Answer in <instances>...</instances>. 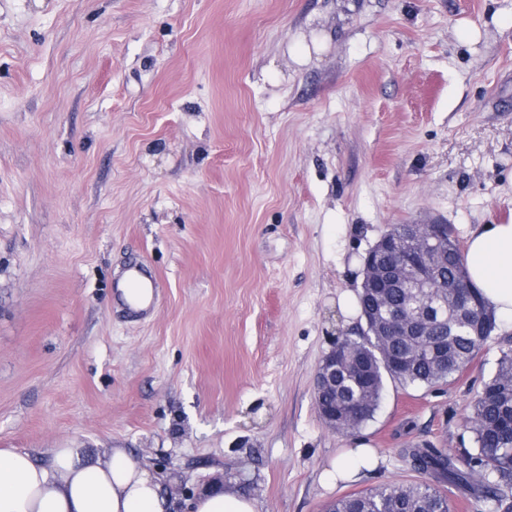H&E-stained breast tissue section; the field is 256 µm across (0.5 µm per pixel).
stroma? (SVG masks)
<instances>
[{"label": "stroma", "instance_id": "stroma-1", "mask_svg": "<svg viewBox=\"0 0 512 512\" xmlns=\"http://www.w3.org/2000/svg\"><path fill=\"white\" fill-rule=\"evenodd\" d=\"M429 221L512 222V0H0V448L129 449L175 512L422 481L404 449L474 450L512 332L348 435L313 387L368 251ZM139 259L134 313L112 280ZM360 441L378 468L326 485ZM189 512H258L256 500L231 487L215 485L201 492L190 503Z\"/></svg>", "mask_w": 512, "mask_h": 512}]
</instances>
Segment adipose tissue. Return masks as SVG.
<instances>
[{"label":"adipose tissue","instance_id":"1","mask_svg":"<svg viewBox=\"0 0 512 512\" xmlns=\"http://www.w3.org/2000/svg\"><path fill=\"white\" fill-rule=\"evenodd\" d=\"M470 286L477 288L503 329L512 330V222L470 231L464 251ZM377 465L361 443L343 452L324 481L359 479ZM160 478L127 449L105 459L83 448H55L48 464L30 453L0 448V512H172ZM191 512H258L247 493L213 486L190 503Z\"/></svg>","mask_w":512,"mask_h":512}]
</instances>
